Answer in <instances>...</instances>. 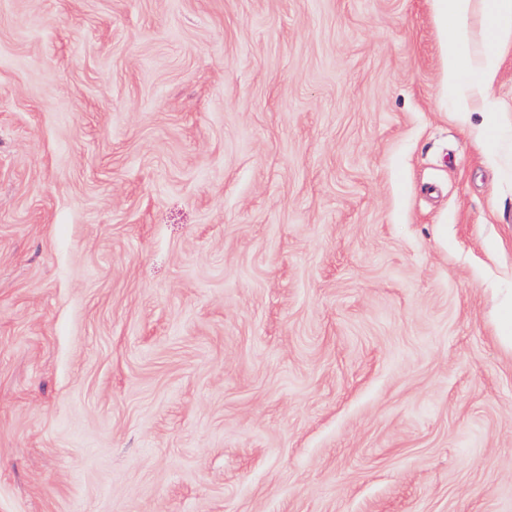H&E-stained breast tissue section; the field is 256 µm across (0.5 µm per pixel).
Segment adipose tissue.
<instances>
[{
  "label": "adipose tissue",
  "mask_w": 512,
  "mask_h": 512,
  "mask_svg": "<svg viewBox=\"0 0 512 512\" xmlns=\"http://www.w3.org/2000/svg\"><path fill=\"white\" fill-rule=\"evenodd\" d=\"M483 2L496 40L512 41V0H432L443 31L448 91L459 112H487L494 105L499 73L496 54L478 43L473 29L476 2Z\"/></svg>",
  "instance_id": "adipose-tissue-1"
}]
</instances>
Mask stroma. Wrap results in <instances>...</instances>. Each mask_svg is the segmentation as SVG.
Returning a JSON list of instances; mask_svg holds the SVG:
<instances>
[{
  "label": "stroma",
  "mask_w": 512,
  "mask_h": 512,
  "mask_svg": "<svg viewBox=\"0 0 512 512\" xmlns=\"http://www.w3.org/2000/svg\"><path fill=\"white\" fill-rule=\"evenodd\" d=\"M431 0H0V512H512V45ZM477 0H432L443 31L448 92L456 112H488L494 105L499 73L496 54L475 38L473 17Z\"/></svg>",
  "instance_id": "stroma-1"
}]
</instances>
